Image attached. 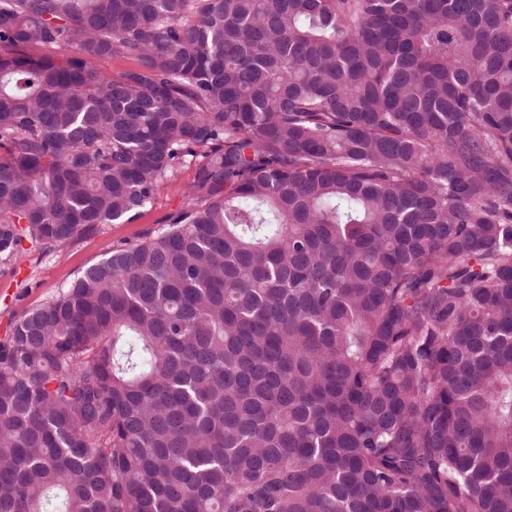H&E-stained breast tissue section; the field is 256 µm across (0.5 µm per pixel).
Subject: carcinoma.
<instances>
[{
  "instance_id": "carcinoma-1",
  "label": "carcinoma",
  "mask_w": 512,
  "mask_h": 512,
  "mask_svg": "<svg viewBox=\"0 0 512 512\" xmlns=\"http://www.w3.org/2000/svg\"><path fill=\"white\" fill-rule=\"evenodd\" d=\"M186 164L0 339V512H512V0H0V262Z\"/></svg>"
}]
</instances>
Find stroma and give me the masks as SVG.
I'll use <instances>...</instances> for the list:
<instances>
[{"mask_svg": "<svg viewBox=\"0 0 512 512\" xmlns=\"http://www.w3.org/2000/svg\"><path fill=\"white\" fill-rule=\"evenodd\" d=\"M194 177L192 165L182 167L133 222L90 228L48 250L29 248L15 265L0 264V337L24 311L53 297L112 247L156 235L164 218L184 206Z\"/></svg>", "mask_w": 512, "mask_h": 512, "instance_id": "obj_1", "label": "stroma"}]
</instances>
